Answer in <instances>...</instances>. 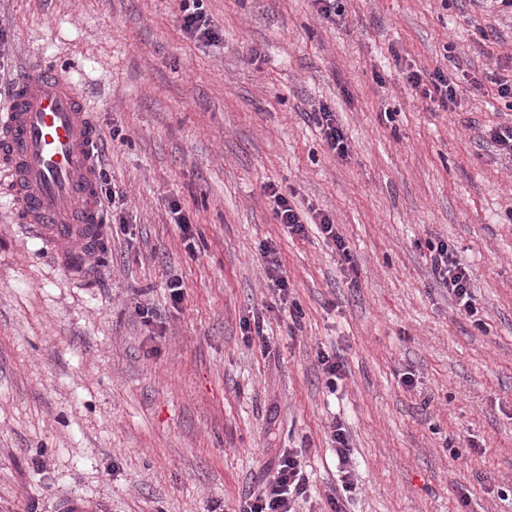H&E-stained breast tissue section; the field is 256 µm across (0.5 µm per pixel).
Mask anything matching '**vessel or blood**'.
<instances>
[{
    "label": "vessel or blood",
    "mask_w": 512,
    "mask_h": 512,
    "mask_svg": "<svg viewBox=\"0 0 512 512\" xmlns=\"http://www.w3.org/2000/svg\"><path fill=\"white\" fill-rule=\"evenodd\" d=\"M100 132L79 82L50 60L16 77L0 113V178L12 188V211L74 276L100 245L105 214L95 173Z\"/></svg>",
    "instance_id": "obj_1"
}]
</instances>
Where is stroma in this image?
Here are the masks:
<instances>
[{"label": "stroma", "mask_w": 512, "mask_h": 512, "mask_svg": "<svg viewBox=\"0 0 512 512\" xmlns=\"http://www.w3.org/2000/svg\"><path fill=\"white\" fill-rule=\"evenodd\" d=\"M202 8L219 42L186 38L179 0H0V108L32 59L81 73L126 219L80 283L15 222L0 181V512H58L67 496L100 512H236L286 449L309 474L300 512H331L333 493L343 512H512V160L482 139L512 120L488 77L512 56V13ZM438 68L455 110L407 81ZM322 105L347 157L307 117ZM274 189L333 217L350 261L316 227L279 224ZM441 241L476 316L432 272ZM267 245L287 295L265 275ZM322 353L342 363L336 390Z\"/></svg>", "instance_id": "1"}]
</instances>
